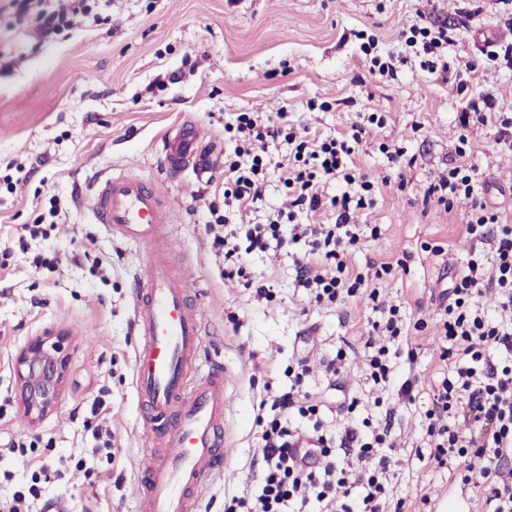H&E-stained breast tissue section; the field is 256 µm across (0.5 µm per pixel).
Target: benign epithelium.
<instances>
[{
	"label": "benign epithelium",
	"instance_id": "benign-epithelium-1",
	"mask_svg": "<svg viewBox=\"0 0 512 512\" xmlns=\"http://www.w3.org/2000/svg\"><path fill=\"white\" fill-rule=\"evenodd\" d=\"M64 337L47 333L30 340L16 362L19 402L33 423L58 405L66 383Z\"/></svg>",
	"mask_w": 512,
	"mask_h": 512
}]
</instances>
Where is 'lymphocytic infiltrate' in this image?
I'll use <instances>...</instances> for the list:
<instances>
[{
    "mask_svg": "<svg viewBox=\"0 0 512 512\" xmlns=\"http://www.w3.org/2000/svg\"><path fill=\"white\" fill-rule=\"evenodd\" d=\"M14 2L44 40L71 27L76 17H90L93 11L91 0ZM404 42L423 71L447 74L443 60L449 42L447 25L414 24ZM457 121L463 134L455 153L461 162L434 176L423 199L437 201L448 210L458 200H469L471 210L463 233L473 247L462 272L438 297L441 371L424 412L422 443L427 452L421 460L447 469L449 479L468 491L474 512H512V224L480 194L476 166L462 161L465 131L474 125H493L496 144L512 149V116L497 111L494 97L481 92L458 113ZM237 131L242 136L235 149L237 160L224 168L225 206L240 210L261 200L267 162L258 148L267 139L281 136L294 146L283 179L292 209L285 218L239 224L215 235L214 247L225 258L239 261L266 251L273 243L281 247L302 242L306 249L296 261L297 283L309 291L312 302L330 306L367 293L373 311L380 315L373 330L386 342L378 345L366 340L365 381L371 389L386 388L393 373V356H405L412 365L418 354L409 344L411 327L400 305L382 300L376 287L395 269L405 268L406 258L392 263L373 261L361 270L347 264L349 254L361 245V227L352 223L351 214L373 203V182L356 175L349 165L368 126L356 122L342 136L319 139L295 131L287 112L282 111L262 122L239 115ZM338 178L348 184V191L326 197L323 184ZM326 207L333 210L334 223H297L298 214ZM285 219L294 223L288 239L280 234ZM487 289L499 297L493 315L480 302ZM308 372L306 361H299L290 372L287 392L271 402V410L279 417L260 431L265 472L259 493L232 498L226 512H304L313 501L320 512H384V505L396 500L390 456L395 410L384 406L382 399H374L373 404L384 407V425L369 434L355 415L360 404L356 397L340 407L335 433H325L318 423L304 434L281 424V416L294 412L304 418L318 414L319 407L311 403L304 386ZM340 449L352 456V463L337 464Z\"/></svg>",
    "mask_w": 512,
    "mask_h": 512,
    "instance_id": "lymphocytic-infiltrate-1",
    "label": "lymphocytic infiltrate"
}]
</instances>
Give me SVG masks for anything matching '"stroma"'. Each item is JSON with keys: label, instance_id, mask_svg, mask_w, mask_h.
I'll return each mask as SVG.
<instances>
[{"label": "stroma", "instance_id": "stroma-1", "mask_svg": "<svg viewBox=\"0 0 512 512\" xmlns=\"http://www.w3.org/2000/svg\"><path fill=\"white\" fill-rule=\"evenodd\" d=\"M463 0H99L100 24L76 19L72 29L43 42L19 18L13 0H0V448H27L25 466L0 457V500L38 484L32 512L63 502L67 512H139L138 477L146 433L134 379L139 338L133 328V290L143 247L95 223L93 198L114 175L154 182L169 210L166 257L189 270L203 291L201 357L223 363L230 376L224 438L226 469L199 497L198 512H224L232 496L257 481L251 461L261 400L287 388L286 370L307 357L306 386L326 404L324 428L335 432L336 392L323 372V356L345 350L338 381L361 395L364 335L372 315L364 299L332 307L309 302L296 281L303 244L269 247L244 260L247 278L224 274L207 224L226 215L232 224L265 223L286 208L279 161L291 147L267 143L272 161L255 207L225 210L224 173L198 180L193 161L169 175L158 160L164 136L184 122L199 125L231 159V133L240 113L264 117L287 111L294 127L321 137L349 130L358 117L384 115L355 151V171L375 182V203L354 223L381 227L364 238L347 263L365 267L409 254L406 270L379 289L410 320H423L411 340L415 366L399 361L390 389L415 375L427 397L436 378L435 294L450 287L471 242L462 235L469 201L453 210L423 203L425 186L455 161L459 135L475 165L484 197L512 215V150L494 142L493 126L460 130L456 114L478 92L491 93L498 111L512 113V71L480 59L481 42L511 32L502 19L512 7L483 0L467 34L448 48V80L421 70L418 61L397 76L371 71L362 36L378 40L376 55L403 51L401 31L417 11L454 23ZM479 70L463 75L466 60ZM401 150L398 161L382 145ZM441 245L434 257L424 244ZM271 288V301L255 288ZM67 341V379L56 409L31 423L16 393L15 365L28 341L42 332ZM103 406L112 432L110 453L96 452L91 428ZM395 469L404 512H434L448 491L447 470L418 459V412L400 408L394 425Z\"/></svg>", "mask_w": 512, "mask_h": 512}]
</instances>
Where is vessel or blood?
<instances>
[{
    "label": "vessel or blood",
    "instance_id": "obj_1",
    "mask_svg": "<svg viewBox=\"0 0 512 512\" xmlns=\"http://www.w3.org/2000/svg\"><path fill=\"white\" fill-rule=\"evenodd\" d=\"M164 169L194 160L197 176L213 173V149L198 126L181 125L163 145ZM97 223L142 243L133 326L141 343L134 355L138 402L150 463L138 480L140 512H194L208 480L224 474V413L228 376L222 363L200 370L202 312L191 307L187 273H177L161 250L168 213L155 187L128 177L107 179L97 193Z\"/></svg>",
    "mask_w": 512,
    "mask_h": 512
}]
</instances>
